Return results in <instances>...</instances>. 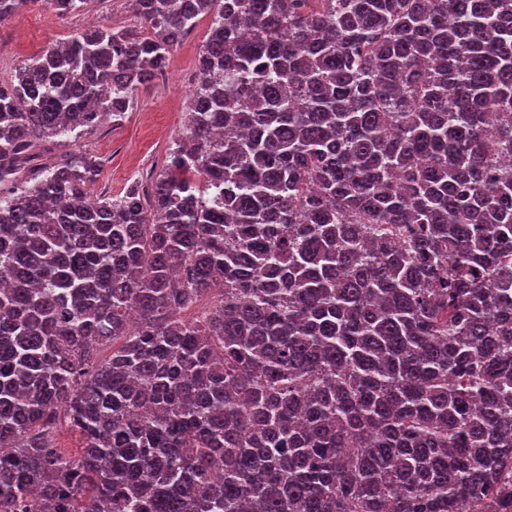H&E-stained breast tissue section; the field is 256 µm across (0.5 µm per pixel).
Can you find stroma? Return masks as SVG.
Returning <instances> with one entry per match:
<instances>
[{
    "instance_id": "35a3bbf8",
    "label": "stroma",
    "mask_w": 512,
    "mask_h": 512,
    "mask_svg": "<svg viewBox=\"0 0 512 512\" xmlns=\"http://www.w3.org/2000/svg\"><path fill=\"white\" fill-rule=\"evenodd\" d=\"M212 18L200 16L194 29L172 50L168 65L135 92L122 118L108 117L96 128L70 139L63 150L96 155L102 164L93 190L116 195L134 181L160 172L182 129L195 86L198 55ZM129 0H90L76 14L61 16L47 0H32L0 23V80L39 56L51 44L88 27L137 25Z\"/></svg>"
}]
</instances>
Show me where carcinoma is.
Masks as SVG:
<instances>
[{
  "label": "carcinoma",
  "mask_w": 512,
  "mask_h": 512,
  "mask_svg": "<svg viewBox=\"0 0 512 512\" xmlns=\"http://www.w3.org/2000/svg\"><path fill=\"white\" fill-rule=\"evenodd\" d=\"M131 6L0 81V507L500 512L512 0ZM210 12L164 169L93 193L55 147Z\"/></svg>",
  "instance_id": "1"
}]
</instances>
